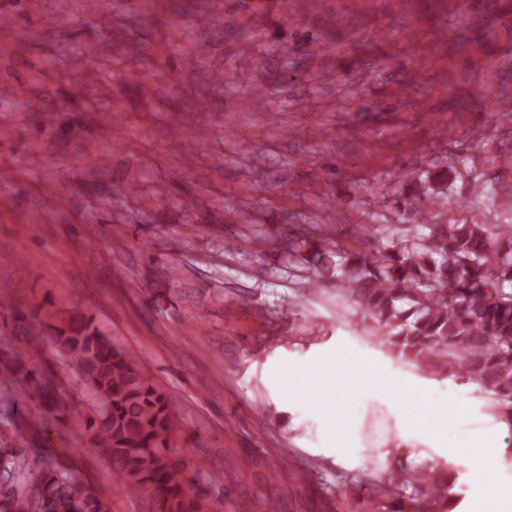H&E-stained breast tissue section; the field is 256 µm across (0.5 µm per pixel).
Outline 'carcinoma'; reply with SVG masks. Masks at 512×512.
<instances>
[{"instance_id":"obj_1","label":"carcinoma","mask_w":512,"mask_h":512,"mask_svg":"<svg viewBox=\"0 0 512 512\" xmlns=\"http://www.w3.org/2000/svg\"><path fill=\"white\" fill-rule=\"evenodd\" d=\"M416 195L404 205L426 216L406 233L389 231L368 252L314 246L295 229L288 255L302 259L308 285L336 281L362 313L370 335L431 375L463 374L512 424V221L467 223L448 212V170L410 180ZM57 354L75 366L96 404L85 429L121 470L126 490L143 494L154 512H215L188 477L187 450L173 443L171 401L138 360L93 318L73 310L49 325ZM34 325L22 349L0 348V380L22 389L41 416L69 412L56 375L32 357L40 348ZM0 428V512H103L99 499L51 460L36 466ZM458 469L442 462L391 464L384 491L393 512H453Z\"/></svg>"}]
</instances>
